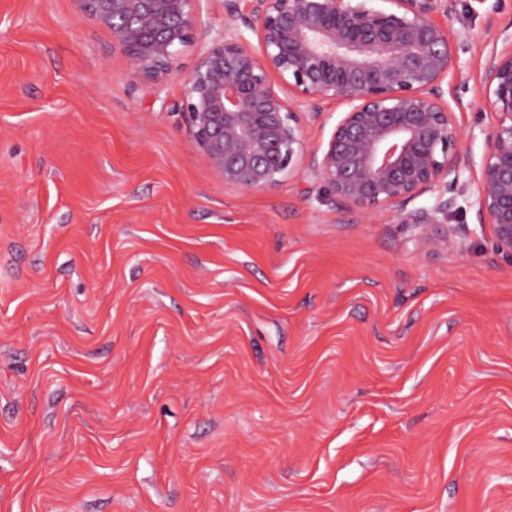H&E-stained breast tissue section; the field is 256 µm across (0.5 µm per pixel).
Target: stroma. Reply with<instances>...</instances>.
<instances>
[{"label":"stroma","instance_id":"stroma-1","mask_svg":"<svg viewBox=\"0 0 512 512\" xmlns=\"http://www.w3.org/2000/svg\"><path fill=\"white\" fill-rule=\"evenodd\" d=\"M447 3L448 226L214 177L181 104L224 0L159 86L74 0H0V512H512V259L471 191L512 0Z\"/></svg>","mask_w":512,"mask_h":512}]
</instances>
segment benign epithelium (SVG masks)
Here are the masks:
<instances>
[{"mask_svg": "<svg viewBox=\"0 0 512 512\" xmlns=\"http://www.w3.org/2000/svg\"><path fill=\"white\" fill-rule=\"evenodd\" d=\"M112 35L133 74L155 84L173 71L203 26L200 0H76ZM224 0L228 22L186 78L182 113L214 176L244 191H272L305 165L337 200L371 218L446 224L472 165L443 83L461 46L432 15L443 0ZM257 44H252L251 36ZM488 51L481 95L496 122L474 194L476 219L512 256V35ZM348 111L326 144L308 151L303 127L320 101ZM431 193L428 207L409 205Z\"/></svg>", "mask_w": 512, "mask_h": 512, "instance_id": "benign-epithelium-1", "label": "benign epithelium"}]
</instances>
